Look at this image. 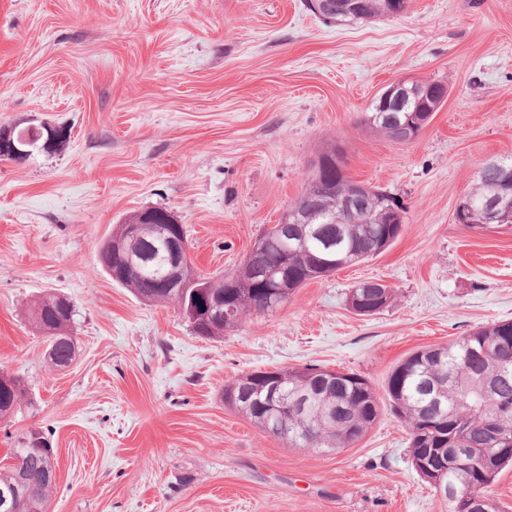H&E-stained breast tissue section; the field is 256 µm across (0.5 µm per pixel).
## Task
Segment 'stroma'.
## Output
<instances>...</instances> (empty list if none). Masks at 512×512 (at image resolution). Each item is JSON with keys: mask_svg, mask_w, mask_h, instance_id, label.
Instances as JSON below:
<instances>
[{"mask_svg": "<svg viewBox=\"0 0 512 512\" xmlns=\"http://www.w3.org/2000/svg\"><path fill=\"white\" fill-rule=\"evenodd\" d=\"M307 0H0V129L49 124L56 150L0 160V371L29 396L0 421V460L44 432L47 512H448L390 412L337 452L290 448L224 404L238 376L317 365L382 390L410 353L512 321V224L456 223L479 166L512 156V0H409L323 22ZM448 96L396 143L360 123L399 79ZM404 215L382 254L292 293L223 336L113 282L100 245L128 215L171 211L195 269L233 273L327 148ZM394 288L371 316L358 282ZM76 311L53 367L29 307Z\"/></svg>", "mask_w": 512, "mask_h": 512, "instance_id": "obj_1", "label": "stroma"}]
</instances>
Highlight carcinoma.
I'll use <instances>...</instances> for the list:
<instances>
[{"label":"carcinoma","mask_w":512,"mask_h":512,"mask_svg":"<svg viewBox=\"0 0 512 512\" xmlns=\"http://www.w3.org/2000/svg\"><path fill=\"white\" fill-rule=\"evenodd\" d=\"M308 8L327 22H349L385 16L388 0H361L359 11L347 6V0H308ZM438 82L418 83L408 94V109H425ZM365 123L376 133L392 139L390 127L381 115L377 101H372ZM336 149L322 152L323 165L311 174L295 205L310 225L320 230L301 247L283 251L269 229L254 242L249 263L237 273L221 278H205L207 292L240 306L238 316L224 323L232 328L244 316L256 312L254 302L265 283L252 277L255 267H288V290L329 275L318 267L326 256L336 268L358 264L386 251L399 237L402 225L387 223L386 208L396 203L390 195L374 189L370 202L358 224L336 222L338 201L347 192L353 178L336 169ZM512 196V183L503 184L486 168L476 172L475 183L467 197L479 204L503 193ZM166 209L155 210L151 222L139 225L130 252L137 257L133 264L124 263L118 284L130 289L141 300L152 303L174 302L184 309L196 301V289H163L160 282L171 269L172 256L157 247L161 230L167 223ZM393 289L359 287L350 297L370 304L389 303ZM30 317L35 328L48 341V359L55 367L68 366L75 355V310L65 298L48 295L32 304ZM440 362H432L425 350H418L402 360L388 375L384 395L390 413L405 424L409 432V455L419 456L426 448H442L448 486L460 494L480 498V512H505L503 506L485 497L481 489L491 484L508 459L485 470V461H493L500 449H512V321H498L483 326L457 341L438 348ZM272 376L280 393L293 398L307 395L303 413H283L286 429L280 440L290 448L329 449L339 451L359 441L382 413L380 398L371 384L357 374L312 367L256 371L254 389L265 397L262 379ZM238 380L224 385V404L250 419L262 430L272 422L269 411L256 405L241 407L231 395ZM26 396L21 380L14 387L0 385V419L14 413ZM18 447L10 450V463L0 467V496L5 503L0 512H45L53 489L54 448L41 433L29 431L19 437Z\"/></svg>","instance_id":"obj_1"}]
</instances>
